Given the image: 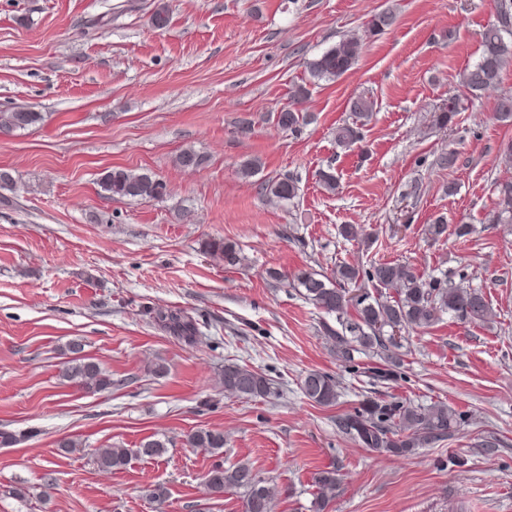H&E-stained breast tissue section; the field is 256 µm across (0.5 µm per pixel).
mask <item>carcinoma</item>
<instances>
[{
    "label": "carcinoma",
    "mask_w": 512,
    "mask_h": 512,
    "mask_svg": "<svg viewBox=\"0 0 512 512\" xmlns=\"http://www.w3.org/2000/svg\"><path fill=\"white\" fill-rule=\"evenodd\" d=\"M396 13L385 8L371 16L367 32L376 35L391 28ZM481 55L460 74L459 87L472 99L500 85L502 74L512 65V0H495V20L481 33ZM362 40L357 35H344L329 50L307 63L309 73L318 80L334 81L351 70L362 53ZM374 101L358 96L349 101V111L357 119L368 121L373 116ZM496 118L512 123V94H502L496 104ZM40 120V114L26 110L0 113V131L24 130ZM306 116L288 106L277 113V124L290 131L305 124ZM336 143L350 147L360 141L358 127L344 123L336 127ZM182 168L200 167L204 159L191 148L183 149L176 157ZM102 191L111 197L135 201H151L166 195V184L144 171L113 169L99 181ZM266 192L279 202L290 203L297 196V181L288 176L270 180ZM496 201L488 221L492 224H512V180L495 185ZM207 250L224 260L228 266L240 264L243 257L235 245L212 241ZM364 281L372 290L348 295L347 285ZM293 286L314 307L335 317L336 326L325 322L322 333L330 352L340 366L355 370V354L370 353L378 363L369 368L373 377L381 382L395 381L401 376L403 364L401 348L395 333L422 332L434 326L441 315L449 313L467 323L488 325L495 313L481 287L470 283L466 276L454 281L448 277H435L419 273L406 263L374 261L364 268L342 262L330 273L313 269L301 270L294 275ZM170 328L188 341L193 340L194 327L181 317L168 315ZM68 349L75 354L68 362L62 377L89 390L104 391L112 386V379L91 358L82 354L83 344L72 340ZM224 393L243 399L267 398L274 394L273 380L265 374L235 362L224 364ZM340 382L335 376L313 370L301 381L305 397L322 407L336 405L340 397ZM466 414L445 402L430 404L390 396L368 397L353 411L337 420L341 433L364 448L379 454L408 456L418 448H426L442 441L465 423ZM187 443L209 453L224 449V432L199 428L187 435ZM166 450V442L148 439L132 450L119 446L99 448L95 453L97 466L106 471L121 470L132 454L155 457ZM209 494L224 496V491L241 489L244 493L243 512H273L274 497L264 479L252 467L240 463L232 468L215 467L204 477ZM317 512L336 496L339 479L336 469L316 473Z\"/></svg>",
    "instance_id": "cac0c4a2"
}]
</instances>
